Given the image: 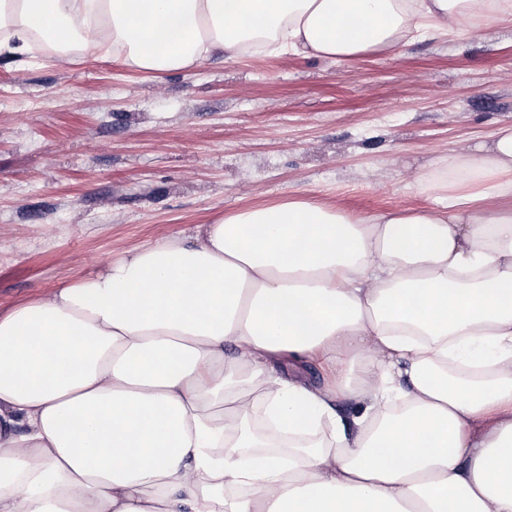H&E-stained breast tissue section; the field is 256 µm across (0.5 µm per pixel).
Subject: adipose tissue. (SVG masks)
Listing matches in <instances>:
<instances>
[{
	"mask_svg": "<svg viewBox=\"0 0 512 512\" xmlns=\"http://www.w3.org/2000/svg\"><path fill=\"white\" fill-rule=\"evenodd\" d=\"M512 0H0L145 71L463 36ZM378 217L248 208L0 312V512H512V126ZM331 369L319 387L306 365ZM362 405L349 435L335 402Z\"/></svg>",
	"mask_w": 512,
	"mask_h": 512,
	"instance_id": "obj_1",
	"label": "adipose tissue"
}]
</instances>
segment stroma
Segmentation results:
<instances>
[{
  "instance_id": "35a3bbf8",
  "label": "stroma",
  "mask_w": 512,
  "mask_h": 512,
  "mask_svg": "<svg viewBox=\"0 0 512 512\" xmlns=\"http://www.w3.org/2000/svg\"><path fill=\"white\" fill-rule=\"evenodd\" d=\"M512 125V21L344 62L292 54L143 71L0 53V307L242 209L311 197L360 216Z\"/></svg>"
}]
</instances>
